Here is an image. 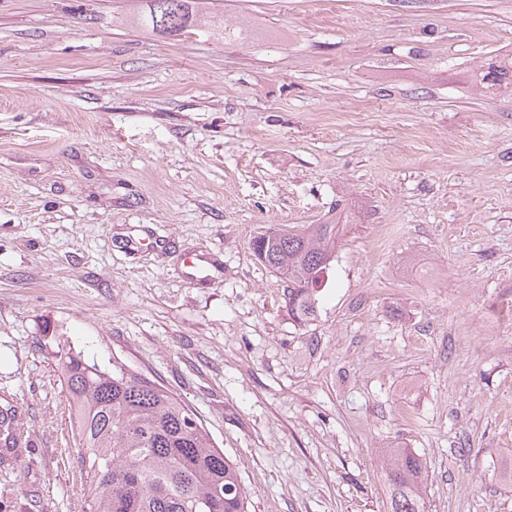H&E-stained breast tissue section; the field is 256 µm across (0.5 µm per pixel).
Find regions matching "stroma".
<instances>
[{
  "mask_svg": "<svg viewBox=\"0 0 512 512\" xmlns=\"http://www.w3.org/2000/svg\"><path fill=\"white\" fill-rule=\"evenodd\" d=\"M244 38H162L140 0H0V512H84L60 350L189 404L247 512H512V0H207ZM348 213L315 321L252 254ZM194 254L212 280L192 278ZM475 82L488 90L511 89L512 91V50L491 56L476 71ZM18 415L17 410L14 409L13 406L3 407L0 410V435L2 436V427H3V438H0L1 447L4 448H16L17 447V438L16 433H14L17 425H18ZM384 464L388 512H424L422 487L426 471L422 460L408 448H390Z\"/></svg>",
  "mask_w": 512,
  "mask_h": 512,
  "instance_id": "35a3bbf8",
  "label": "stroma"
}]
</instances>
